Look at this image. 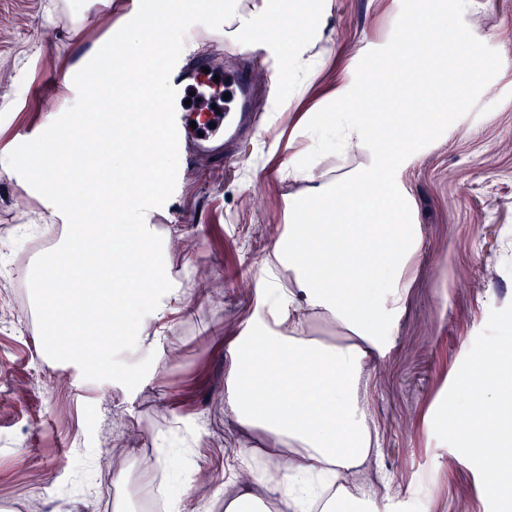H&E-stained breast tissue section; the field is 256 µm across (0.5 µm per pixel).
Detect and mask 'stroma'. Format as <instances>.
<instances>
[{
	"label": "stroma",
	"instance_id": "1",
	"mask_svg": "<svg viewBox=\"0 0 512 512\" xmlns=\"http://www.w3.org/2000/svg\"><path fill=\"white\" fill-rule=\"evenodd\" d=\"M447 0L455 29L488 64L479 85L448 89L456 106L441 136L421 144L406 171L421 242L406 309L386 359L367 367L369 415L378 430L372 463L381 512H512V493L491 486L481 454L454 432L458 404L475 401L482 363L512 343V0ZM416 0H333L315 51L322 79L357 82L399 37ZM52 0H0V151L28 166L55 126L85 96L80 75L116 22L104 0H85L83 21L56 20ZM288 83L259 105L264 134L222 170L199 177L152 163V218L174 256L167 274L190 311L172 314L121 367L87 371L40 350L43 317L27 269L66 235L39 199L0 166V512H143L153 470L132 458L134 484L113 486L102 463L130 445L163 449L172 470L194 468L183 512H224L246 477L239 448L261 449L225 404L230 331L254 307V283L284 228L282 193L268 186L279 135L305 146L306 113Z\"/></svg>",
	"mask_w": 512,
	"mask_h": 512
}]
</instances>
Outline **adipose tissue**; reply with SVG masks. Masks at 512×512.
I'll use <instances>...</instances> for the list:
<instances>
[{"label": "adipose tissue", "mask_w": 512, "mask_h": 512, "mask_svg": "<svg viewBox=\"0 0 512 512\" xmlns=\"http://www.w3.org/2000/svg\"><path fill=\"white\" fill-rule=\"evenodd\" d=\"M120 17L116 47L105 52L108 70L100 87L112 98L96 124L76 119L58 128L56 146L34 161L33 183L44 208L69 229L63 247L47 255L42 270H26L36 307L44 315L46 354L66 347L75 357L108 363L131 336L146 340L165 320L169 300L184 293L165 276L172 256L151 222L156 197L144 190L141 170L158 151L153 137L157 110H128L127 58L142 62L138 81L150 97L163 90V72L151 64L169 42H187L180 26L187 14L234 38L254 37V18H264L273 43L288 49L293 67L321 38L329 0H147L131 12L112 0ZM307 23L294 28L296 17ZM447 13L435 0H420L407 14L395 48L361 74L357 85L321 90L317 73L307 88L324 93L327 108L311 121L312 140L336 143L367 155L365 165L329 175L312 155L285 140L268 171L305 187L283 197L286 232L275 240L255 281L258 303L232 332L226 402L242 426L265 433L270 456L285 461L278 479L253 470L224 498V512H380L377 494L362 483L377 452V431L366 409L367 363L386 358L404 309L409 261L421 241L411 221L405 169L416 146L448 120L445 84L463 78L460 57L449 50ZM379 86L390 112L362 107L360 90ZM93 140L98 165L74 172L61 139ZM336 321L350 343L324 346L303 336V319Z\"/></svg>", "instance_id": "ef3b65f1"}]
</instances>
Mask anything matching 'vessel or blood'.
Segmentation results:
<instances>
[{
	"label": "vessel or blood",
	"instance_id": "b4317fda",
	"mask_svg": "<svg viewBox=\"0 0 512 512\" xmlns=\"http://www.w3.org/2000/svg\"><path fill=\"white\" fill-rule=\"evenodd\" d=\"M212 83L231 93L223 111H213L205 101L189 104L193 89ZM163 98L165 128L180 154V166L187 172L199 152L209 153L215 164H222V145L233 144L253 126V88L242 68L225 67L197 56L171 61L166 68Z\"/></svg>",
	"mask_w": 512,
	"mask_h": 512
}]
</instances>
